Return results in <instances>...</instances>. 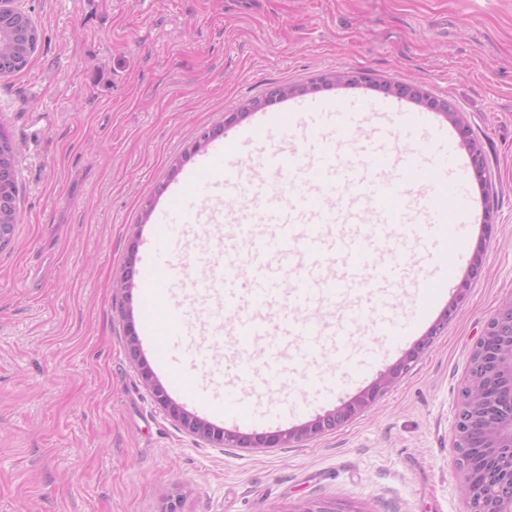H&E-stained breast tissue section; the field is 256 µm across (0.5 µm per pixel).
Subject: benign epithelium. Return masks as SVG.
Wrapping results in <instances>:
<instances>
[{
    "label": "benign epithelium",
    "mask_w": 512,
    "mask_h": 512,
    "mask_svg": "<svg viewBox=\"0 0 512 512\" xmlns=\"http://www.w3.org/2000/svg\"><path fill=\"white\" fill-rule=\"evenodd\" d=\"M321 80L336 85L371 84L373 79L361 71L328 73ZM387 93L406 97L428 107L432 101L416 83L388 84ZM483 245H478L473 263L457 288L455 298L425 336L404 357L388 368L366 389L335 411L286 431L241 434L223 428L187 412L173 402L153 379L151 369L137 360L142 380L151 389L157 404L190 434L215 448H285L312 440L355 419L371 409L430 347L458 312L469 281L482 267ZM455 440L461 466L460 489L468 512H512V297L501 302L496 313L475 343L471 361L461 388L455 415Z\"/></svg>",
    "instance_id": "1"
}]
</instances>
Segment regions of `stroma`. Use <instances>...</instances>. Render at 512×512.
I'll return each mask as SVG.
<instances>
[{
	"mask_svg": "<svg viewBox=\"0 0 512 512\" xmlns=\"http://www.w3.org/2000/svg\"><path fill=\"white\" fill-rule=\"evenodd\" d=\"M39 46L28 67L0 77V125L11 134L20 221L0 252V512H466L453 421L473 347L512 296V0H20ZM370 71L377 86L331 85L315 99L365 102L383 82H414L464 112L484 149L486 182L472 181L467 249L482 269L455 318L373 408L288 448H214L155 402L127 344L141 323L140 288L114 292L144 247L173 164L189 171L200 133L223 140L255 124L224 115L281 84L331 71ZM332 115L297 119L247 146L244 180L260 157L302 143ZM394 154L433 163L440 146L390 114ZM497 233L482 240L486 216ZM227 225L188 223L172 247L192 269ZM450 252L408 235L396 260L426 274ZM446 297L397 347L359 345L354 363L310 368L314 385L283 375L247 395L241 425L202 410L154 346L143 359L169 398L243 434L303 425L336 410L398 362L436 323Z\"/></svg>",
	"mask_w": 512,
	"mask_h": 512,
	"instance_id": "1",
	"label": "stroma"
}]
</instances>
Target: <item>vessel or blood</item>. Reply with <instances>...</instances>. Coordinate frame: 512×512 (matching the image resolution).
I'll use <instances>...</instances> for the list:
<instances>
[{
  "instance_id": "vessel-or-blood-1",
  "label": "vessel or blood",
  "mask_w": 512,
  "mask_h": 512,
  "mask_svg": "<svg viewBox=\"0 0 512 512\" xmlns=\"http://www.w3.org/2000/svg\"><path fill=\"white\" fill-rule=\"evenodd\" d=\"M310 107L334 113L340 127L352 120L344 101L314 100ZM301 112L296 106L266 114L241 129L236 140L216 143L169 191L141 259L142 336L153 343L161 337L189 339L185 362L202 372L217 353L230 356L234 384L224 393L230 400L238 399L239 385L256 391L269 386L282 369L284 346L294 347L301 363H346L354 338L406 337L427 319L451 285L454 269L446 266L432 276L430 294L410 328L395 326L386 310L407 271L380 260L373 246L392 237L394 227L421 225L433 239L450 243L455 262L466 256L462 226L471 216L467 186L473 169L447 131L437 137L444 176L429 189L422 186L421 165L396 159L380 143L363 159L342 154L322 129L310 136L308 148L287 147L266 157L267 167L287 174V192L263 179L240 182L238 170L225 162L238 143L262 139L294 123ZM219 182L225 185V221L233 230L223 247L201 257L195 271L179 280L189 298L184 304L157 277L173 271L168 246L179 224L201 215ZM240 198L248 202L246 211L235 205ZM316 306L337 310V318L315 317ZM228 310L235 314L229 329Z\"/></svg>"
}]
</instances>
